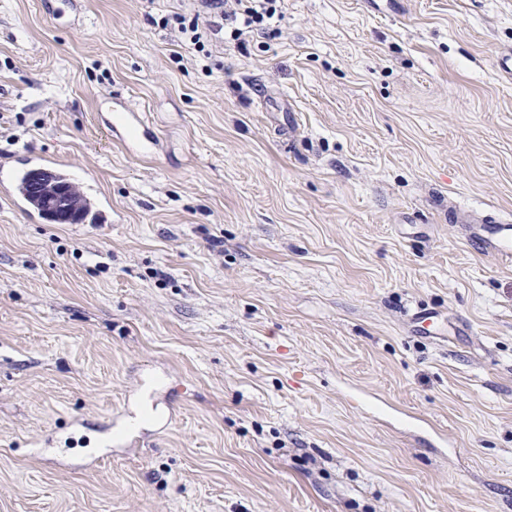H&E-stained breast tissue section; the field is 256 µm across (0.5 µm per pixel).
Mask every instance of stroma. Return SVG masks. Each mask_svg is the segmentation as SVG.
I'll use <instances>...</instances> for the list:
<instances>
[{
	"mask_svg": "<svg viewBox=\"0 0 512 512\" xmlns=\"http://www.w3.org/2000/svg\"><path fill=\"white\" fill-rule=\"evenodd\" d=\"M199 8L0 0V159L112 206L0 198V512H512V267L453 220L512 221V0ZM282 0H202L208 19L206 30L211 35L223 32L224 21L238 23L240 27L233 29L232 34L239 39L254 28L270 24L274 18L283 17ZM113 112H123L112 120L110 114L106 126L111 136L115 134L125 144L128 150L140 157H150L154 153L156 140L142 129V124L134 112L115 109ZM131 131H138L132 135ZM52 170L59 174L66 180L72 181L77 186L80 193L84 196L88 203V211L85 216L83 207H77V198L75 191L66 184L60 182L55 185L67 187L71 199L74 197L75 209L81 211L83 217L82 221L90 216L94 221H101L105 214L99 209L97 202L94 200L96 197L93 189L94 176L87 172V178L84 181H77L73 178L69 168L62 165L59 161L51 156L30 154L26 158L18 161H1L0 164V194L6 197L12 206L18 211L24 213L29 220H37L42 217V210L39 205L32 201L30 194L25 190L29 173L38 171ZM70 199V200H71Z\"/></svg>",
	"mask_w": 512,
	"mask_h": 512,
	"instance_id": "obj_1",
	"label": "stroma"
}]
</instances>
